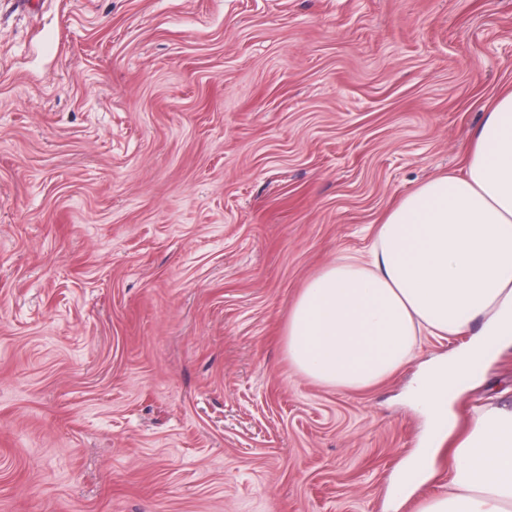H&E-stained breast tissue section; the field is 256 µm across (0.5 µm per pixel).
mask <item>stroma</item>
<instances>
[{"instance_id": "obj_1", "label": "stroma", "mask_w": 512, "mask_h": 512, "mask_svg": "<svg viewBox=\"0 0 512 512\" xmlns=\"http://www.w3.org/2000/svg\"><path fill=\"white\" fill-rule=\"evenodd\" d=\"M512 90V0L0 7V512H418L426 337L377 385L297 374L307 281L462 172ZM512 388V348L453 402Z\"/></svg>"}]
</instances>
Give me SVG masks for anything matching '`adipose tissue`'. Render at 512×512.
Here are the masks:
<instances>
[{"mask_svg": "<svg viewBox=\"0 0 512 512\" xmlns=\"http://www.w3.org/2000/svg\"><path fill=\"white\" fill-rule=\"evenodd\" d=\"M471 333L430 363L413 389L429 436L398 471L409 497L447 453L449 491L419 512H512V407L489 406L459 428L452 398L512 346V91L474 133L462 175L430 179L378 225L369 261L336 259L294 303L285 331L296 373L360 391L410 363L426 336Z\"/></svg>", "mask_w": 512, "mask_h": 512, "instance_id": "1", "label": "adipose tissue"}]
</instances>
